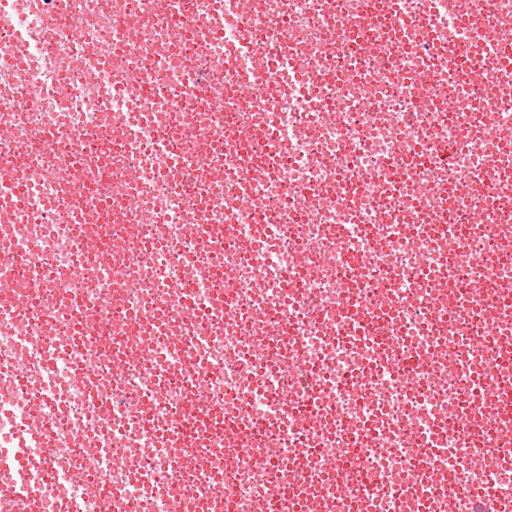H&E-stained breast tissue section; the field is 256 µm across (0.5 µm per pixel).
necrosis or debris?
I'll return each instance as SVG.
<instances>
[{
    "label": "necrosis or debris",
    "mask_w": 512,
    "mask_h": 512,
    "mask_svg": "<svg viewBox=\"0 0 512 512\" xmlns=\"http://www.w3.org/2000/svg\"><path fill=\"white\" fill-rule=\"evenodd\" d=\"M50 4L11 0L26 38L0 31V163L23 164L28 201L0 219V246L26 256L19 269L0 258V294L48 307L55 293L68 296L51 371L34 324L0 313V435L27 415L67 431L48 462L58 478L47 498L83 494L85 512H113L116 490L143 512H195L197 499L228 512H473L475 497L498 512L512 500V413L486 419L478 391L498 373L486 329L512 296V206L496 205L493 178L512 135V79L449 78L456 43L435 0H264L239 27L288 57L267 94L239 106L220 0H181L174 13L158 0H112L113 13L139 20L135 38L95 27L83 40L138 70L116 91L88 75L80 52L41 35ZM396 12L412 23L403 40ZM201 49L224 103L196 110L184 76ZM63 59L77 78L66 98L20 111L18 95ZM297 63L339 78L289 98ZM368 93L376 105L365 112ZM490 96L496 112L476 118ZM35 126L56 138L34 140ZM170 126L175 149L155 148ZM436 140L455 152L437 153ZM132 145L146 153L134 181L124 161ZM58 159L70 163L66 177L46 166ZM252 166L266 179L241 182ZM421 180L439 192L419 191ZM65 193L74 223L35 219ZM478 208L484 223H470ZM332 224L363 232L339 247ZM50 264L70 271L56 290L41 286ZM175 282L194 283L193 305L167 313ZM221 288L233 291L236 316L211 305ZM140 342L149 353L125 364L112 409L72 381L78 362L93 388L111 391L115 358ZM196 364L221 421L206 449L178 454L157 433L190 400ZM146 382L156 397L136 400ZM77 459L85 467L71 485ZM152 467L178 471L193 499L161 491Z\"/></svg>",
    "instance_id": "1"
}]
</instances>
